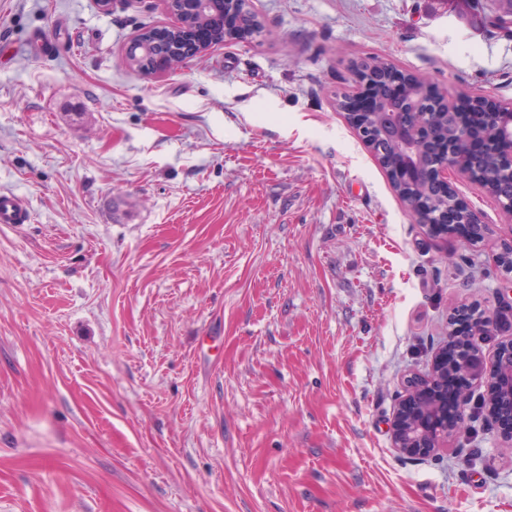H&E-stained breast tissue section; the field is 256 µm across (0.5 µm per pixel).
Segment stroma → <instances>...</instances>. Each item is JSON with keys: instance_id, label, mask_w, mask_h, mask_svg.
<instances>
[{"instance_id": "stroma-1", "label": "stroma", "mask_w": 512, "mask_h": 512, "mask_svg": "<svg viewBox=\"0 0 512 512\" xmlns=\"http://www.w3.org/2000/svg\"><path fill=\"white\" fill-rule=\"evenodd\" d=\"M260 36L144 79L163 0H0V512H512L490 413L392 445L403 379L512 307V219L416 223L344 113L354 63L512 101L495 0H251Z\"/></svg>"}]
</instances>
